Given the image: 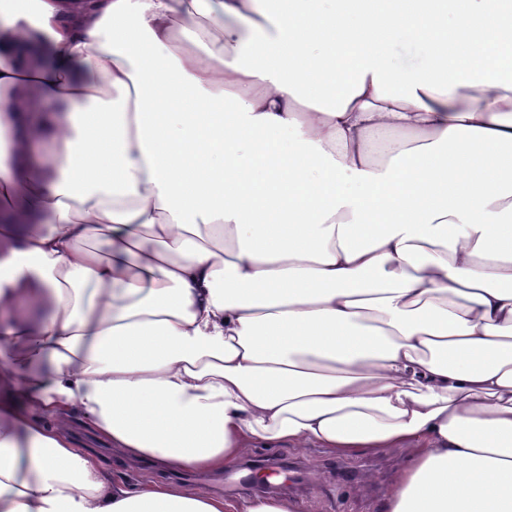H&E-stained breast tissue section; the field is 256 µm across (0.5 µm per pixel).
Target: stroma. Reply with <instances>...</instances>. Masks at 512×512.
Wrapping results in <instances>:
<instances>
[{
  "mask_svg": "<svg viewBox=\"0 0 512 512\" xmlns=\"http://www.w3.org/2000/svg\"><path fill=\"white\" fill-rule=\"evenodd\" d=\"M75 441L93 449L105 471L124 472L131 482L165 480V473L153 466H130L122 462L111 446L96 437L81 417L72 420ZM287 464L288 479L277 484L276 493L287 494L296 512H375L377 503L388 494L396 463L387 455H357L341 459L318 450L295 446L255 448L242 463V474H252L255 466Z\"/></svg>",
  "mask_w": 512,
  "mask_h": 512,
  "instance_id": "obj_1",
  "label": "stroma"
}]
</instances>
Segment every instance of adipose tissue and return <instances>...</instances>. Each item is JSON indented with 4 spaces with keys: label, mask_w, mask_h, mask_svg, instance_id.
I'll list each match as a JSON object with an SVG mask.
<instances>
[{
    "label": "adipose tissue",
    "mask_w": 512,
    "mask_h": 512,
    "mask_svg": "<svg viewBox=\"0 0 512 512\" xmlns=\"http://www.w3.org/2000/svg\"><path fill=\"white\" fill-rule=\"evenodd\" d=\"M299 2L0 0V512H295L105 475L75 412L164 472L389 453L377 512H512L493 0Z\"/></svg>",
    "instance_id": "ef3b65f1"
}]
</instances>
